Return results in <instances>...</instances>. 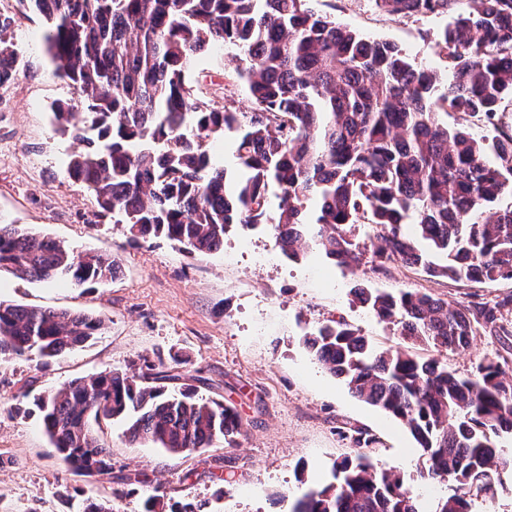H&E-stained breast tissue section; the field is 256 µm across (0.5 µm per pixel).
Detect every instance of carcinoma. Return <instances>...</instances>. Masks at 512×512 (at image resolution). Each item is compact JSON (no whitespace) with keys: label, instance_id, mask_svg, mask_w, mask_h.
<instances>
[{"label":"carcinoma","instance_id":"obj_1","mask_svg":"<svg viewBox=\"0 0 512 512\" xmlns=\"http://www.w3.org/2000/svg\"><path fill=\"white\" fill-rule=\"evenodd\" d=\"M48 29L55 74L77 90L54 120L78 146L66 173L86 185L103 214L130 240L162 235L190 252L224 248L233 225L271 227L290 261L317 252L338 265L360 262L357 224L385 231L372 257L432 278L512 280V126L488 142L452 130L440 115L493 122L512 104V0H471L441 41L447 75L420 69L398 46L367 38L310 6L311 0H28ZM459 0H375L393 17L446 12ZM13 20L0 14V89L19 55L6 45ZM214 45L238 50L235 77L208 97L189 79ZM242 83L249 111L234 99ZM444 90H439V86ZM235 137L239 173L226 187L213 142ZM492 152L498 164H487ZM21 280L93 286L115 277L112 257L0 224V271ZM353 301L398 327L410 346L377 349L360 330L333 320L303 336L306 350L356 397L399 419L419 450L420 477L456 483L433 512H470L473 493L494 495L512 456V368L485 358L460 376L424 360L423 346L463 350L476 324L499 323L512 295L492 306L454 308L425 291L389 294L359 283ZM104 320L67 309L0 301V357L42 363L90 342ZM163 359L140 371L105 370L34 398L44 429L74 474L112 479V454L90 422L123 418L132 444L189 455L223 439L236 444L242 420L206 399ZM354 457L333 481L303 495L292 512H425L400 473L373 462L378 437L359 429ZM143 512H193L162 494Z\"/></svg>","mask_w":512,"mask_h":512}]
</instances>
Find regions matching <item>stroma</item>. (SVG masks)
Here are the masks:
<instances>
[{"instance_id": "stroma-1", "label": "stroma", "mask_w": 512, "mask_h": 512, "mask_svg": "<svg viewBox=\"0 0 512 512\" xmlns=\"http://www.w3.org/2000/svg\"><path fill=\"white\" fill-rule=\"evenodd\" d=\"M313 7L365 37L400 46L420 67L445 73L438 35L453 12L397 18L374 0H312ZM12 17L22 52L20 69L0 90V224L64 242L78 251L111 255L112 281L93 289L30 282L0 273V300L67 308L103 317L104 329L83 347L49 365L0 359V512H83L88 497L109 500L115 512H142L154 487L196 512H291L297 498L331 478L335 461L350 455L345 433L362 427L382 440L373 458L395 468L424 507L452 494V482L421 480L419 451L405 426L351 394L302 346L318 325L344 320L378 348L402 346L395 327L353 303L362 282L386 293L426 290L451 306L491 304L512 293V280L432 278L398 262L363 260L346 268L320 254L291 262H258L276 251L270 227L230 229L222 251L188 254L163 237L131 243L125 225L98 214L86 187L68 178L72 136L56 132L52 107L74 90L54 74L43 40L45 22L26 0H0ZM231 48L203 53L191 76L203 87L234 72ZM512 358V337L481 328L467 350L442 353L458 374L484 357ZM180 358L181 373L197 377L206 398L224 401L243 418L234 446L215 441L190 456L153 445H133L127 423L114 419L96 433L112 452L114 478L90 482L70 472L52 447L40 418L28 414L31 397L106 369H128L140 358ZM223 474V500L214 497L210 472Z\"/></svg>"}]
</instances>
